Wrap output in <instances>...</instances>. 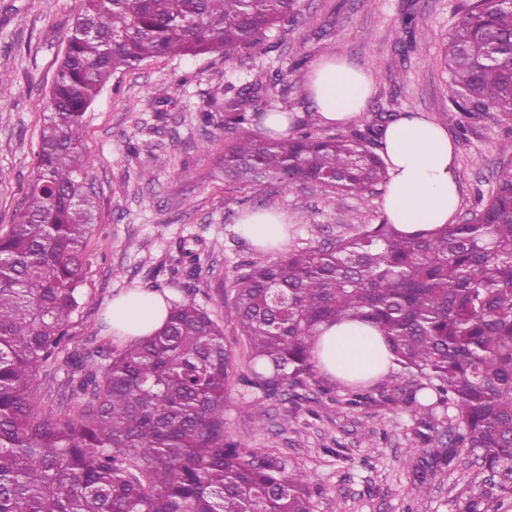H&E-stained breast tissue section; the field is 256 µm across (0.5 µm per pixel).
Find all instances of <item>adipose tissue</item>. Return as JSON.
Masks as SVG:
<instances>
[{
	"instance_id": "1",
	"label": "adipose tissue",
	"mask_w": 512,
	"mask_h": 512,
	"mask_svg": "<svg viewBox=\"0 0 512 512\" xmlns=\"http://www.w3.org/2000/svg\"><path fill=\"white\" fill-rule=\"evenodd\" d=\"M306 91L322 124L344 127L366 111L373 86L363 68L326 57L314 66ZM379 139L389 174L383 209L390 223L406 232L452 223L459 186L447 131L406 112L382 127ZM237 231L256 247L280 248L288 240V217L277 211L247 212ZM169 308L162 293L135 288L113 298L104 318L115 336L133 339L152 335L165 322ZM314 360L322 374L342 384L380 379L392 366L381 333L364 322L321 326L314 338Z\"/></svg>"
}]
</instances>
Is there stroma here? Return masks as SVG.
Masks as SVG:
<instances>
[{
  "instance_id": "35a3bbf8",
  "label": "stroma",
  "mask_w": 512,
  "mask_h": 512,
  "mask_svg": "<svg viewBox=\"0 0 512 512\" xmlns=\"http://www.w3.org/2000/svg\"><path fill=\"white\" fill-rule=\"evenodd\" d=\"M462 0H300L298 21L273 30L260 49L234 62L206 55L159 57L112 76L85 113L77 136L95 159L93 232L86 253L92 271L80 308L69 323L70 340L39 370L38 391L58 405L69 391L65 360L70 350L124 339L106 327L112 299L134 288L192 300L224 332L238 365L247 351L227 285L257 249L235 231L245 211L266 208L288 216L287 250L317 247L359 232L383 216V187L336 196L311 185L261 196L228 183L218 165L231 136L224 133V103L242 86L275 72L287 75L269 107L321 135L306 94L307 77L322 57L335 55L364 68L373 83L368 109L344 134L380 119L418 112L442 125L455 149L460 203L455 223L471 219L488 199L504 162L512 157V112H485L463 120L454 107L439 51L459 18ZM82 0H0V235L21 206L35 172L39 130L57 64ZM417 13L429 37L402 52L400 21ZM165 163L152 179L140 171L152 156ZM189 168L190 179L179 175ZM358 223H351V216ZM200 259V275L186 274L182 248ZM424 376L392 366L378 381L357 387L314 373L285 395L265 397L231 380L224 395V432L258 461L309 477L312 512H459L471 479L480 472L461 456L438 474L428 496L410 490L409 451L418 447V422L448 436L452 412L435 405ZM413 389L432 410L393 405L389 395ZM364 401L349 405L354 393Z\"/></svg>"
}]
</instances>
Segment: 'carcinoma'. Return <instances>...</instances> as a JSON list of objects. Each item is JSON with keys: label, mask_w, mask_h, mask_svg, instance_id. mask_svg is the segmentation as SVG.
I'll return each instance as SVG.
<instances>
[{"label": "carcinoma", "mask_w": 512, "mask_h": 512, "mask_svg": "<svg viewBox=\"0 0 512 512\" xmlns=\"http://www.w3.org/2000/svg\"><path fill=\"white\" fill-rule=\"evenodd\" d=\"M298 13V0H85L50 90L34 180L0 235V512H311L307 475L250 460L224 435L236 363L192 300L172 304L149 338L71 353L76 412L44 409L36 385L69 340L89 273L85 112L118 71L156 57L234 61ZM441 62L460 111L512 112V0L466 4ZM283 81L249 83L225 105V176L257 195L270 183L340 195L387 182L371 125L350 136L255 132L263 92ZM231 293L245 385L275 397L311 375L320 325L369 323L454 411L448 441L425 422L416 431L424 447L411 492L427 495L465 453L489 478L463 512H499L512 497V159L469 222L410 235L384 216L323 247L259 254Z\"/></svg>", "instance_id": "cac0c4a2"}]
</instances>
